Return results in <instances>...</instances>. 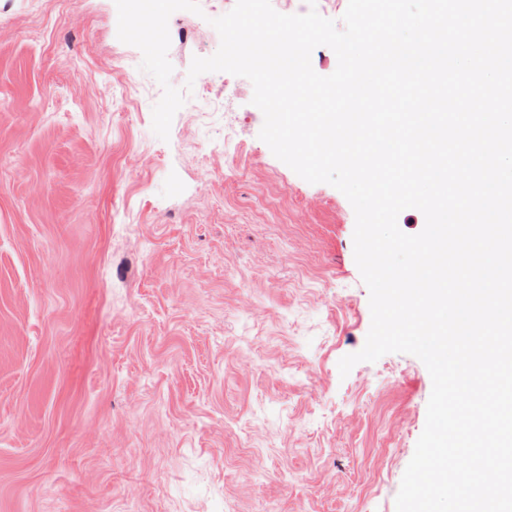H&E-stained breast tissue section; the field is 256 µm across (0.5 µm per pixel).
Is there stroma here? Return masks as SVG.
<instances>
[{"label": "stroma", "mask_w": 512, "mask_h": 512, "mask_svg": "<svg viewBox=\"0 0 512 512\" xmlns=\"http://www.w3.org/2000/svg\"><path fill=\"white\" fill-rule=\"evenodd\" d=\"M114 0H0V512H396L423 362L371 325L348 199L201 74L168 139ZM170 82L217 31L180 10Z\"/></svg>", "instance_id": "stroma-1"}]
</instances>
